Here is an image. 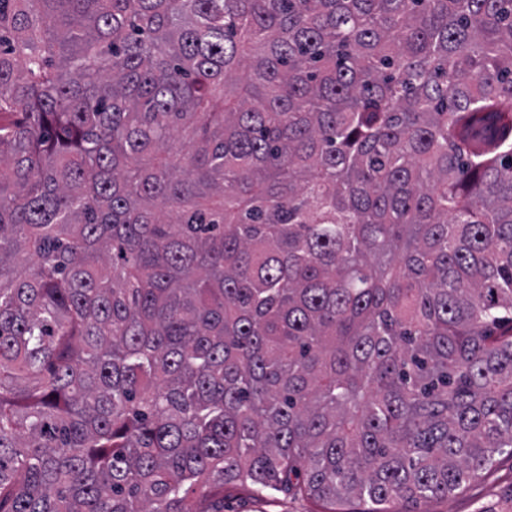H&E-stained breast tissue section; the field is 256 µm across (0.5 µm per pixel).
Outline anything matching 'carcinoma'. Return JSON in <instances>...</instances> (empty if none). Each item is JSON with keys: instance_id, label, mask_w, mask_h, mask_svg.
I'll list each match as a JSON object with an SVG mask.
<instances>
[{"instance_id": "carcinoma-1", "label": "carcinoma", "mask_w": 512, "mask_h": 512, "mask_svg": "<svg viewBox=\"0 0 512 512\" xmlns=\"http://www.w3.org/2000/svg\"><path fill=\"white\" fill-rule=\"evenodd\" d=\"M504 453L512 0H0V512Z\"/></svg>"}]
</instances>
